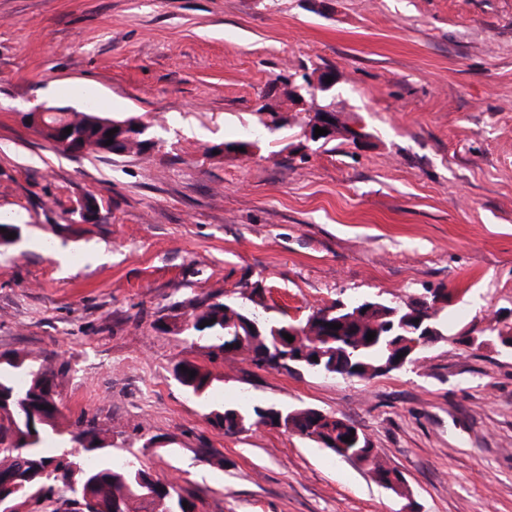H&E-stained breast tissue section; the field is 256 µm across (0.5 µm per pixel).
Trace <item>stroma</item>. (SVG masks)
<instances>
[{"mask_svg": "<svg viewBox=\"0 0 512 512\" xmlns=\"http://www.w3.org/2000/svg\"><path fill=\"white\" fill-rule=\"evenodd\" d=\"M332 70L369 138L247 159L273 82ZM138 116L143 156L70 158L21 120L87 101ZM94 196L103 222L71 224ZM0 353L54 359L61 431L91 420L201 512H512V0H0ZM260 289L303 320L335 301L448 295L415 367L368 381L209 364L191 300ZM210 366L207 397L174 367ZM315 408L361 430L408 498L290 432L228 437L221 404Z\"/></svg>", "mask_w": 512, "mask_h": 512, "instance_id": "35a3bbf8", "label": "stroma"}]
</instances>
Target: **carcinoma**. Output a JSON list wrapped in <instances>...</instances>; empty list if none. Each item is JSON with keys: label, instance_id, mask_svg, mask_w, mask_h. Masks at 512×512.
Wrapping results in <instances>:
<instances>
[{"label": "carcinoma", "instance_id": "cac0c4a2", "mask_svg": "<svg viewBox=\"0 0 512 512\" xmlns=\"http://www.w3.org/2000/svg\"><path fill=\"white\" fill-rule=\"evenodd\" d=\"M96 110L86 108L70 115L69 126L78 134L77 147L82 156L104 157L102 143L109 127ZM258 289L246 296V301L219 299L214 293L196 297L191 302L193 331L199 347L206 351L209 361L227 362L240 359L260 366L270 361L269 352L275 348V337L281 335L289 320H278L268 314V307L257 300ZM380 309L356 317L344 311L331 323H340L334 330L326 324H313L310 331L326 336L329 360L336 368L316 369L318 373H333L350 379L368 380L392 371L394 354L390 346L402 332L400 321L405 310L383 300ZM445 307L433 310L426 324L435 330L434 338L444 336ZM376 333L367 341L368 332ZM187 371H182V368ZM196 371L190 377V371ZM176 380L190 393L205 394L216 380L213 372L189 359L180 360L174 368ZM55 371L45 359L35 367L18 354H0V500H6L11 512H42L46 502H61L51 512H72L74 499H91L94 512H156V502L144 497L155 477L139 462L136 455H117L109 451L103 430L95 425L79 426L60 437L58 442L71 450L47 456L44 448L52 436L59 434L56 406ZM265 408L261 403L248 406L224 405L210 412V421L224 430L226 435H239L259 427L257 417ZM289 416L297 435L316 443L328 444L332 438L340 439L354 434L359 440L349 448H333L337 456L346 452L358 459L372 451L367 437L354 425L339 418L331 423H320L305 411ZM370 470L383 486L397 469L373 458ZM157 494L165 499L168 512H200L198 499L171 481L158 486ZM188 506H183V502ZM4 507V508H6ZM0 506V512H4Z\"/></svg>", "mask_w": 512, "mask_h": 512}]
</instances>
